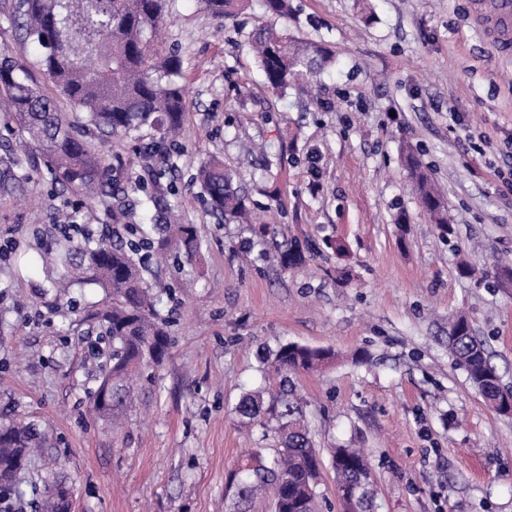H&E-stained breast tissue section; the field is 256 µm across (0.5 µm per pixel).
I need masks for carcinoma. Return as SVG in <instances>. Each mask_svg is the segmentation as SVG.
Returning a JSON list of instances; mask_svg holds the SVG:
<instances>
[{
	"label": "carcinoma",
	"instance_id": "1",
	"mask_svg": "<svg viewBox=\"0 0 512 512\" xmlns=\"http://www.w3.org/2000/svg\"><path fill=\"white\" fill-rule=\"evenodd\" d=\"M245 0H204L212 16L236 15ZM0 11L25 38L39 45L38 64L60 95L81 109L73 117L58 108L57 101L34 86L23 64L0 54V102L15 116L29 146L37 148L52 183L74 191L86 204L101 197L113 200L112 223L124 215L125 191L116 188L112 166L104 153L88 140L96 131L101 138L119 142L153 131L151 141L140 146L143 168L153 186L141 203L157 213V237L139 234L132 224L123 225L125 237L117 242L87 234L80 242L62 238L61 249L51 252L52 265L73 274L68 285L92 282L102 289L107 308L101 314L104 335L112 341V365L92 395L90 409L114 424L121 423L132 402L133 377L142 368L158 365L169 355L170 339L164 325L155 321L156 298L146 285L143 271L149 261L175 256L192 263L201 243L197 225L171 223L166 194L172 187L162 179L166 171L154 165L183 125L186 86L176 51L161 54L154 43L166 21L167 0H0ZM251 44L266 83L282 90L293 81L325 68L330 53L319 46L296 40L273 27H261ZM24 164L20 154L0 146V191L12 193L23 184L17 174ZM410 177L424 206L448 227L444 207L435 194L421 161L408 160ZM234 172L212 158L198 168L204 211L226 224L248 218L246 198L234 186ZM448 351L471 385L501 410L508 393L503 391L484 342L469 320L460 316L449 324ZM333 353L289 343L277 350L270 368L276 375H299L330 362ZM261 393L245 394L235 407L239 421L261 423L265 412L275 421L270 431L278 441L273 456L262 448L247 450L244 462L233 471L235 483L226 494L228 512H247L257 499L271 496L273 512H317L316 487L322 463L303 421L301 400L294 387L270 394V409ZM45 436L33 424L13 421L0 426V482L11 483L15 463L29 460L44 447ZM336 480L354 485L369 467L357 448H337L332 455ZM51 485L40 512H66L60 489Z\"/></svg>",
	"mask_w": 512,
	"mask_h": 512
}]
</instances>
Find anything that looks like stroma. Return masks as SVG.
Masks as SVG:
<instances>
[{"instance_id": "obj_1", "label": "stroma", "mask_w": 512, "mask_h": 512, "mask_svg": "<svg viewBox=\"0 0 512 512\" xmlns=\"http://www.w3.org/2000/svg\"><path fill=\"white\" fill-rule=\"evenodd\" d=\"M285 18L264 0L225 20L201 0H168L161 37L188 86L182 133L164 159L170 207L196 224L188 265L144 277L171 339L144 368L122 427L88 402L105 358L97 314L103 292L73 286L59 298L57 268L40 253L70 220L91 234L105 204L73 209L69 191L31 171L0 192V424L17 418L45 434L42 455L16 478L0 512H34L48 484L72 488L74 512H224L226 477L246 449L274 451L273 433L241 432L233 409L268 387V360L288 343L331 350L329 367L294 377L303 419L325 461L320 512H339L333 448L366 449L378 512H512V415L497 413L448 353V323L469 316L504 386L512 387V59L470 23V0H293ZM269 24L327 46L332 62L310 83L267 86L251 51ZM26 64L41 91L73 111L37 64L30 40L0 15V51ZM122 160L126 223L153 230ZM415 152L453 228L442 236L405 166ZM222 159L258 220L203 211L197 167ZM311 243L283 267L277 249ZM477 273L461 276L460 264Z\"/></svg>"}]
</instances>
